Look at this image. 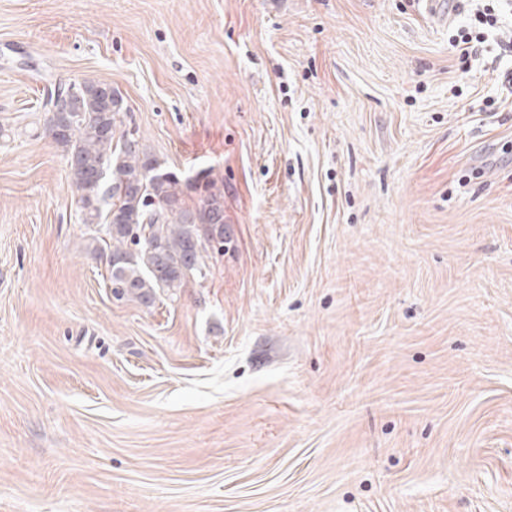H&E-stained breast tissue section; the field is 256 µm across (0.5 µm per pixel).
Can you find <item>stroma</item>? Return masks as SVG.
<instances>
[{"label": "stroma", "mask_w": 512, "mask_h": 512, "mask_svg": "<svg viewBox=\"0 0 512 512\" xmlns=\"http://www.w3.org/2000/svg\"><path fill=\"white\" fill-rule=\"evenodd\" d=\"M0 0V512H512V0ZM111 83L222 251L116 298L42 132Z\"/></svg>", "instance_id": "35a3bbf8"}]
</instances>
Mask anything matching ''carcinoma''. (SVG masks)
<instances>
[{
  "mask_svg": "<svg viewBox=\"0 0 512 512\" xmlns=\"http://www.w3.org/2000/svg\"><path fill=\"white\" fill-rule=\"evenodd\" d=\"M126 111L112 85L85 79L43 132L66 156L81 223L103 227L104 236L90 237L92 251L121 258L109 265L113 294L151 303L205 277L207 247L224 250V185L205 171L184 180L162 169L122 129Z\"/></svg>",
  "mask_w": 512,
  "mask_h": 512,
  "instance_id": "carcinoma-1",
  "label": "carcinoma"
}]
</instances>
